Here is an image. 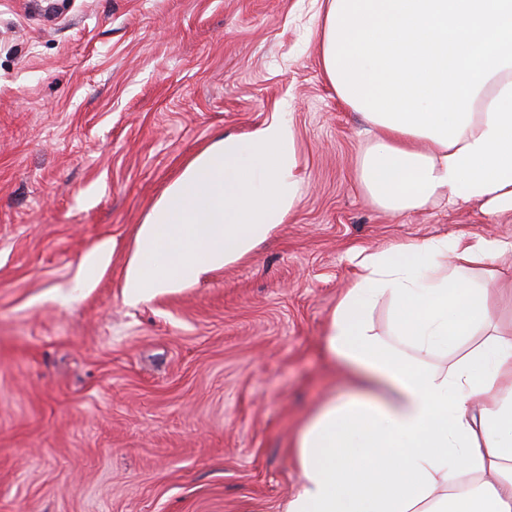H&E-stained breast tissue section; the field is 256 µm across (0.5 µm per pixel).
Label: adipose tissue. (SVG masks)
<instances>
[{"label":"adipose tissue","mask_w":512,"mask_h":512,"mask_svg":"<svg viewBox=\"0 0 512 512\" xmlns=\"http://www.w3.org/2000/svg\"><path fill=\"white\" fill-rule=\"evenodd\" d=\"M317 33L327 81L375 131L360 160L375 203L399 214L449 193L512 211V0H324ZM296 170L282 118L197 151L136 229L124 301L247 260L296 206ZM503 248L442 237L360 255L325 343L357 392L301 427L285 512H512V336L493 324L512 291L473 275ZM113 254L104 239L82 255L74 294ZM384 299L385 338L369 321Z\"/></svg>","instance_id":"adipose-tissue-1"}]
</instances>
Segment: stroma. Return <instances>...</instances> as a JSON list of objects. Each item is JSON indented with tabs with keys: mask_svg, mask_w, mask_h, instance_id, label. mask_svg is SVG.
Listing matches in <instances>:
<instances>
[{
	"mask_svg": "<svg viewBox=\"0 0 512 512\" xmlns=\"http://www.w3.org/2000/svg\"><path fill=\"white\" fill-rule=\"evenodd\" d=\"M322 0H0V512H284L294 442L354 394L325 354L355 257L438 236L512 244L475 202L397 216L373 135L320 66ZM283 117L300 199L250 260L127 306L133 235L184 162ZM112 239L97 287L82 254ZM114 245L103 239L90 247L80 258L72 279L73 294L78 295L95 288L99 276L112 264Z\"/></svg>",
	"mask_w": 512,
	"mask_h": 512,
	"instance_id": "1",
	"label": "stroma"
}]
</instances>
